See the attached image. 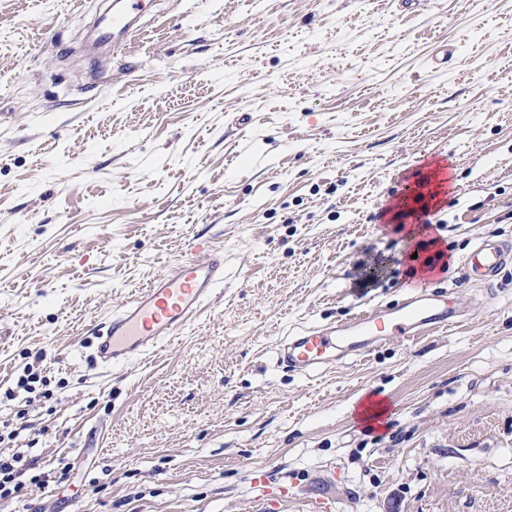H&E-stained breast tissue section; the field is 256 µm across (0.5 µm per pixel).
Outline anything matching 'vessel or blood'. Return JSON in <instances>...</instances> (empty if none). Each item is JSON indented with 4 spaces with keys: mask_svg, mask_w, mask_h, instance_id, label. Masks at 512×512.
Listing matches in <instances>:
<instances>
[{
    "mask_svg": "<svg viewBox=\"0 0 512 512\" xmlns=\"http://www.w3.org/2000/svg\"><path fill=\"white\" fill-rule=\"evenodd\" d=\"M144 9L145 0H122L112 14L113 39L123 37ZM511 261V247L485 239L475 245L465 267L473 281L485 282ZM223 284V257L206 243L194 244L189 258L154 279L109 316L95 336V361L112 367L146 355L176 335ZM461 320V312L447 294L423 286L397 307H374L336 326L289 333L277 349V362L309 374L335 360L337 351L360 355L371 343H382L394 336L413 338L428 329L445 328Z\"/></svg>",
    "mask_w": 512,
    "mask_h": 512,
    "instance_id": "1",
    "label": "vessel or blood"
}]
</instances>
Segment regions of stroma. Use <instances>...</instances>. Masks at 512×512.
Returning <instances> with one entry per match:
<instances>
[{
	"instance_id": "obj_1",
	"label": "stroma",
	"mask_w": 512,
	"mask_h": 512,
	"mask_svg": "<svg viewBox=\"0 0 512 512\" xmlns=\"http://www.w3.org/2000/svg\"><path fill=\"white\" fill-rule=\"evenodd\" d=\"M0 0V420L48 486L0 512H512V0ZM463 323L284 370L291 330L400 302L418 181ZM205 239L224 285L158 352L104 368L94 332ZM381 264L382 277H367ZM52 400H7L28 355ZM386 399L384 428L358 420ZM145 0L115 1L112 14V40H119L129 30L137 15L145 9ZM120 7H118V5ZM512 260V250L493 240L478 242L465 260L469 277L474 282H486ZM25 414L17 415L16 418L12 420L4 421L2 424L1 421V427L3 426V430L1 428L0 431V444L2 447V444L6 443L7 445L10 443H16L15 446L13 445V448L18 447V439L20 437L21 432L25 430H30L31 425L26 423L27 420L25 419Z\"/></svg>"
}]
</instances>
